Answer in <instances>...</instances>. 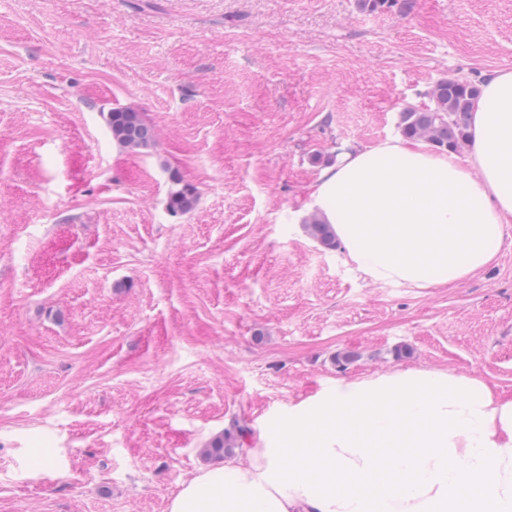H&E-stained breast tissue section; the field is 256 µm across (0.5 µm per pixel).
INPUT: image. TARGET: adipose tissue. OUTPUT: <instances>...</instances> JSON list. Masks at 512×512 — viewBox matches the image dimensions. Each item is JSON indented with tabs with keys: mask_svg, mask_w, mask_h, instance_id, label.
<instances>
[{
	"mask_svg": "<svg viewBox=\"0 0 512 512\" xmlns=\"http://www.w3.org/2000/svg\"><path fill=\"white\" fill-rule=\"evenodd\" d=\"M471 133L466 158L396 137L320 172L313 204L371 281L451 286L494 260L512 223V69L487 75ZM169 512H512V398L444 370L337 378L183 482Z\"/></svg>",
	"mask_w": 512,
	"mask_h": 512,
	"instance_id": "ef3b65f1",
	"label": "adipose tissue"
}]
</instances>
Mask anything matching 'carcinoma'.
Wrapping results in <instances>:
<instances>
[{"mask_svg":"<svg viewBox=\"0 0 512 512\" xmlns=\"http://www.w3.org/2000/svg\"><path fill=\"white\" fill-rule=\"evenodd\" d=\"M480 93V85L476 82L453 77L438 79L427 92L430 106L403 109L399 113L398 128L408 139H422L436 149L458 152L469 145L470 117L473 103ZM107 124L113 140L126 149L146 150L154 145L152 127L133 107L112 109L108 113ZM171 182L168 209L173 213L191 211L197 203L196 190L183 184L175 175ZM305 229L324 248H336L333 229L319 214L313 213L306 219ZM249 432L247 420L235 418L228 429L205 444L202 454L218 459L231 456Z\"/></svg>","mask_w":512,"mask_h":512,"instance_id":"1","label":"carcinoma"}]
</instances>
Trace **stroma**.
<instances>
[{
  "mask_svg": "<svg viewBox=\"0 0 512 512\" xmlns=\"http://www.w3.org/2000/svg\"><path fill=\"white\" fill-rule=\"evenodd\" d=\"M504 68L512 0H0V512H168L233 418L341 376L512 398V224L450 288L372 282L303 227L314 156ZM126 105L154 147L113 140ZM171 182L172 188L168 195V209L173 213L191 211L198 200L196 190L189 185L182 184V180L175 175L171 177ZM179 185L180 187H176Z\"/></svg>",
  "mask_w": 512,
  "mask_h": 512,
  "instance_id": "1",
  "label": "stroma"
}]
</instances>
